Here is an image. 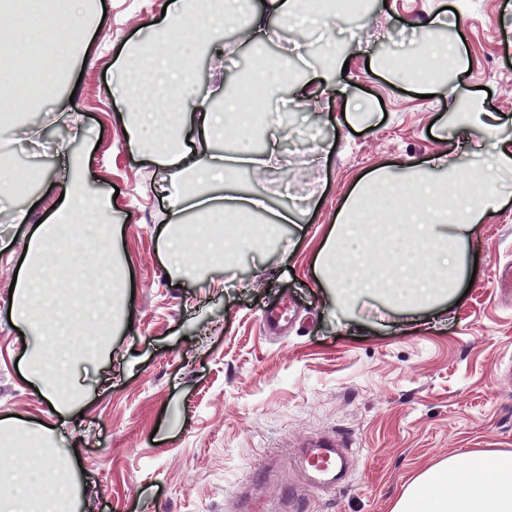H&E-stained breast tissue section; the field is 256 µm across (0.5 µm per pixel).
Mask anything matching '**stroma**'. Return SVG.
<instances>
[{"label":"stroma","instance_id":"35a3bbf8","mask_svg":"<svg viewBox=\"0 0 512 512\" xmlns=\"http://www.w3.org/2000/svg\"><path fill=\"white\" fill-rule=\"evenodd\" d=\"M168 3L94 0L90 30H73L66 47L82 62L63 75L57 100H28L17 129L0 131V167L37 173L24 195L0 197V419L54 428L47 452L72 466L74 512H240L244 486L275 504L284 487L302 488V450L331 433L346 443L349 476L314 512H391L448 458L512 454V295L497 283L512 267V166L495 171L504 199L469 242L468 294L433 306L353 301L337 296L320 264L358 178L381 167L427 172L470 150L472 130L453 118L459 91L471 111L500 116L499 137L512 139V0H370L364 21L280 25L271 62L312 71L336 45L350 95L329 86L317 110L293 113L273 169L238 184L269 197L260 221L295 204L301 225L259 248L229 243L221 266L196 259L194 278L172 271L161 250L171 170L130 148L114 104L117 67L135 42L155 38ZM435 32L463 39L467 61L434 95L383 63ZM253 52L225 40L218 69L200 52V104L220 100L228 72ZM69 100L74 125L58 110ZM76 155L87 199L114 197L125 286L114 300L122 316L100 353L79 359L82 395L62 414L28 379L36 340L7 309L29 236ZM17 206L26 223H12ZM282 301L295 317L274 337L263 317Z\"/></svg>","mask_w":512,"mask_h":512}]
</instances>
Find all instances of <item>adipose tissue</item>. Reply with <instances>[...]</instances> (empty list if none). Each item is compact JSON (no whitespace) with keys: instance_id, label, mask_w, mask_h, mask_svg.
I'll use <instances>...</instances> for the list:
<instances>
[{"instance_id":"adipose-tissue-1","label":"adipose tissue","mask_w":512,"mask_h":512,"mask_svg":"<svg viewBox=\"0 0 512 512\" xmlns=\"http://www.w3.org/2000/svg\"><path fill=\"white\" fill-rule=\"evenodd\" d=\"M240 0H173L168 12L175 31L187 28L212 32L209 52L224 53V40L218 32L224 18L237 14ZM322 14L307 0H263L252 9L246 26L249 39L261 43L273 39L278 23L319 22ZM193 71L177 65L166 43H140L126 56L118 69L116 103H125L127 88H136L143 97H161L173 89L192 83ZM239 94L224 97V109L183 108L179 121L166 123L157 113L139 110L124 129L132 148L147 152L161 165L172 169L167 188L172 223H182L187 211L222 221L231 209L249 208V198L240 196L232 182V170L224 156H202L183 147L187 128L197 130L201 141L225 140L230 113L239 111ZM439 172L423 177L413 175L409 182L395 180L388 169L367 173L353 187L352 201H360L367 188L382 187L380 208L401 206L404 192L427 200L432 206L431 221L418 223L409 217L404 224H357L341 211L336 231L325 242L324 255L336 269L338 294L348 293L350 275H358L370 294L382 295L404 305H428L455 296L468 276L467 248L476 224L502 200L494 188L472 194L446 196L449 182L461 172L485 179L488 169H461L455 162L440 161ZM64 198L47 224L39 226L29 239L33 252L44 253L67 242L91 243L101 250L117 251L114 231L105 224L112 213L111 200L99 198L94 205L84 202L85 185L78 172H70L64 182ZM389 252L391 271L372 269L373 252ZM70 275L71 289L58 298L54 285ZM122 279L88 281L84 270L62 263L30 266L17 278V303L12 304L14 320L26 329L51 336L75 335L83 331L90 352H98L104 335L112 327V296L123 287ZM37 479L25 476L23 469L0 470V486L21 485L17 496L0 497V512H69L75 495L64 483L61 468L43 459ZM392 512H512V454L484 451L471 453L466 464L451 458L420 475L395 502Z\"/></svg>"}]
</instances>
